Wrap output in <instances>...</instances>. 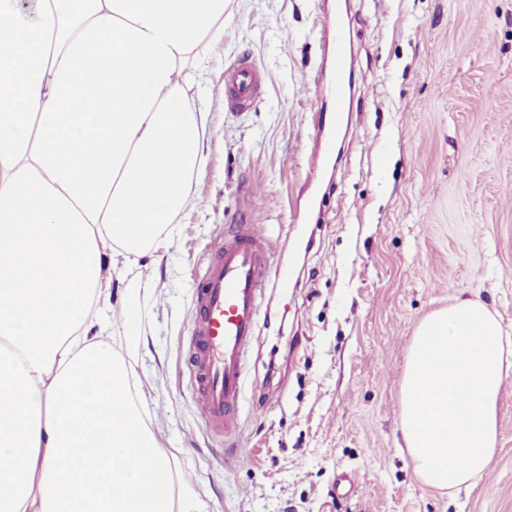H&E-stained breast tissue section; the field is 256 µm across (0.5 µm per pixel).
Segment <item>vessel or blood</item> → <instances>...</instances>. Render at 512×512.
Segmentation results:
<instances>
[{
	"label": "vessel or blood",
	"mask_w": 512,
	"mask_h": 512,
	"mask_svg": "<svg viewBox=\"0 0 512 512\" xmlns=\"http://www.w3.org/2000/svg\"><path fill=\"white\" fill-rule=\"evenodd\" d=\"M332 33L337 71L348 65L347 34L326 21ZM261 73L243 61L224 70V107L242 112L259 100ZM285 265L271 257L269 245L255 225H239L237 233L217 248L194 297L190 340L194 349L195 397L209 425L224 433L235 430L245 380V357L256 341L258 318L266 293L286 277Z\"/></svg>",
	"instance_id": "vessel-or-blood-1"
}]
</instances>
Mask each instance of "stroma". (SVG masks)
I'll return each mask as SVG.
<instances>
[{
    "label": "stroma",
    "mask_w": 512,
    "mask_h": 512,
    "mask_svg": "<svg viewBox=\"0 0 512 512\" xmlns=\"http://www.w3.org/2000/svg\"><path fill=\"white\" fill-rule=\"evenodd\" d=\"M352 40L339 157L315 158L317 78ZM255 61L258 105L224 109V70ZM196 105L209 112L193 206L157 288L115 273L114 344L147 379L143 406L209 512H512V376L498 450L456 497L418 481L402 449L401 382L420 321L455 299L512 333V0H227ZM260 224L287 282L270 289L235 432L193 398L191 304L234 225ZM326 29H329L332 33L333 41V64L336 65V71L342 72L348 65V56L346 52L347 47V34L344 28L337 22H333L330 19L324 21Z\"/></svg>",
    "instance_id": "1"
}]
</instances>
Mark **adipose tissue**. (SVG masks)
<instances>
[{
    "label": "adipose tissue",
    "instance_id": "adipose-tissue-1",
    "mask_svg": "<svg viewBox=\"0 0 512 512\" xmlns=\"http://www.w3.org/2000/svg\"><path fill=\"white\" fill-rule=\"evenodd\" d=\"M225 0H0V512H206L112 343V274L166 251L193 204L195 105ZM512 334L460 299L402 381L414 471L471 488L497 446ZM426 410L414 415L416 400Z\"/></svg>",
    "mask_w": 512,
    "mask_h": 512
}]
</instances>
